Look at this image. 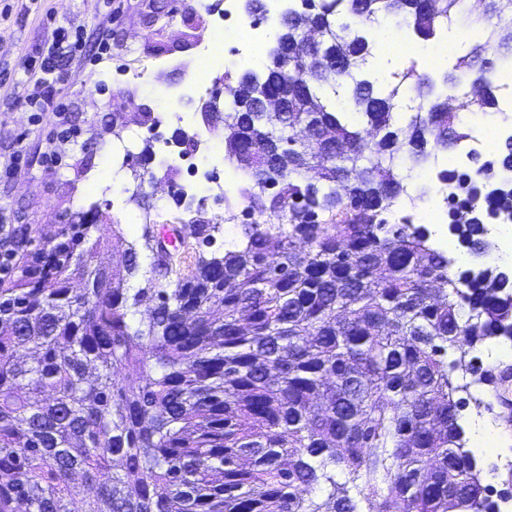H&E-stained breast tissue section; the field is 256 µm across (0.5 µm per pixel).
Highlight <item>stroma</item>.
I'll use <instances>...</instances> for the list:
<instances>
[{
  "label": "stroma",
  "instance_id": "1",
  "mask_svg": "<svg viewBox=\"0 0 512 512\" xmlns=\"http://www.w3.org/2000/svg\"><path fill=\"white\" fill-rule=\"evenodd\" d=\"M180 11L181 0H0V163L15 150L24 153L11 175H0V221L12 231L17 266L40 265L46 243L60 241L67 230L70 213L94 207L104 218L95 231L97 237L108 240L118 231L136 247L139 270L128 278V287H149L154 258L144 245L145 226L161 229L189 218L191 208L169 190L148 184L140 197H133L131 166L111 160L121 119V109L112 99L122 95L133 113L148 108V115L141 118L143 126L163 120L167 145L143 138L135 158L142 168L181 183L182 172L172 165L168 152L181 150L182 138L205 130L206 98L194 94L175 104L169 94L186 84L196 63L198 41L209 32L217 13L200 10L183 19ZM61 27L79 31L83 44L81 57L71 62L74 81L62 92L66 120L82 135L57 143L59 162L49 170L43 155L56 119L25 107L23 68L48 50ZM103 31L109 50L98 61L94 51ZM155 54L164 62L161 69L140 67V60ZM214 147L215 173L225 181L224 222L211 243L191 240L184 254L189 262L199 253L223 254L241 239L243 206L238 188L244 179L240 169L223 159V137H216ZM454 156V151H441L430 164L414 169L407 152H400L405 192L389 212L390 222L425 208L443 209L433 177L450 168Z\"/></svg>",
  "mask_w": 512,
  "mask_h": 512
}]
</instances>
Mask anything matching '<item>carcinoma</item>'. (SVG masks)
<instances>
[{
    "mask_svg": "<svg viewBox=\"0 0 512 512\" xmlns=\"http://www.w3.org/2000/svg\"><path fill=\"white\" fill-rule=\"evenodd\" d=\"M462 0H298L280 33L288 61L266 74L224 73L231 97L227 158L247 171V200L275 182L276 221L244 225L234 250L196 259L153 289L154 317L134 323L122 278L98 286L86 257L94 221L75 224L73 250L47 270L0 283V512H496L459 423L467 385L459 360L490 336L512 335V271L450 273L428 231L383 213L404 192L393 147L410 159L468 137L448 97L480 82L499 105L512 60V0L470 21L482 44L433 76L414 60L378 82L364 76L383 17L425 40L457 23ZM415 107L402 115L404 88ZM355 116L367 119V144ZM317 127L303 166L268 170L264 143ZM340 153L329 163L324 155ZM512 170L496 162L439 176L462 187ZM320 168L323 188L296 174ZM474 254L490 255L484 218L512 209V189L472 187L449 203ZM112 250L138 272L135 246ZM85 283L72 288V280ZM344 481H338L339 476Z\"/></svg>",
    "mask_w": 512,
    "mask_h": 512,
    "instance_id": "1",
    "label": "carcinoma"
}]
</instances>
